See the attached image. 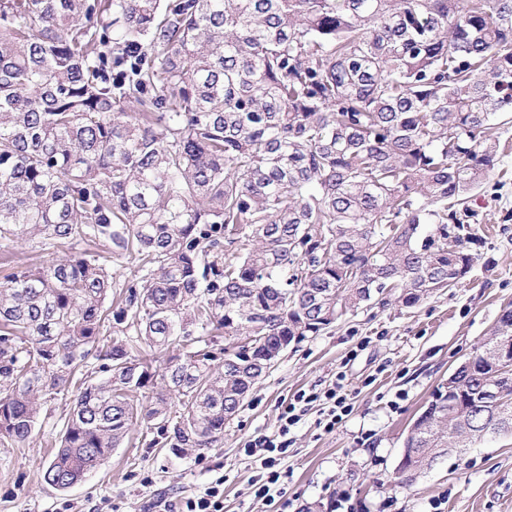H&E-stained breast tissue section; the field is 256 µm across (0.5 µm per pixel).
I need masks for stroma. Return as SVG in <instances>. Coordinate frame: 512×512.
Masks as SVG:
<instances>
[{"instance_id":"35a3bbf8","label":"stroma","mask_w":512,"mask_h":512,"mask_svg":"<svg viewBox=\"0 0 512 512\" xmlns=\"http://www.w3.org/2000/svg\"><path fill=\"white\" fill-rule=\"evenodd\" d=\"M504 152L499 168L475 189L469 218L452 241L476 256L457 287L406 308L362 310L318 336L289 347L254 387L244 408L224 427V439L202 454L176 455L134 434L81 482L65 491L47 485L42 472L62 430L68 402L28 442L0 447V512H176L215 478L224 480V512H274L255 498L256 472L243 448L276 434L279 415L295 393L325 390L344 381L352 414L334 430L312 404L289 435L279 468L287 472L286 512L319 503L337 512H512V434L448 455L412 489L391 476L416 416L439 383L490 336L512 303V118L494 130Z\"/></svg>"}]
</instances>
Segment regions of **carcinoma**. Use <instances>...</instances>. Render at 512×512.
<instances>
[{"label": "carcinoma", "mask_w": 512, "mask_h": 512, "mask_svg": "<svg viewBox=\"0 0 512 512\" xmlns=\"http://www.w3.org/2000/svg\"><path fill=\"white\" fill-rule=\"evenodd\" d=\"M509 112L512 0H0V248L68 251L0 280V445L74 388L55 489L139 424L214 447L273 355L472 271L449 225ZM500 344L511 304L413 421L398 487L512 434Z\"/></svg>", "instance_id": "1"}]
</instances>
